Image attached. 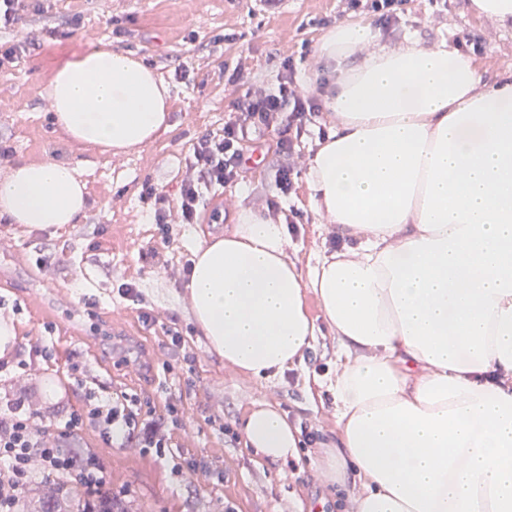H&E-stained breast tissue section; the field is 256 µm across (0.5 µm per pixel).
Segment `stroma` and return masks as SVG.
Masks as SVG:
<instances>
[{"instance_id": "35a3bbf8", "label": "stroma", "mask_w": 512, "mask_h": 512, "mask_svg": "<svg viewBox=\"0 0 512 512\" xmlns=\"http://www.w3.org/2000/svg\"><path fill=\"white\" fill-rule=\"evenodd\" d=\"M470 5L408 0L379 35L396 44L408 37L425 47L444 42L465 54L478 40L482 81L511 76L512 24L477 16ZM356 18L347 0H280L271 11L262 0H46L43 11H28L15 28L0 30L1 42H35L30 55L0 68V147L9 150L0 156V176L17 164L52 159L76 166L88 193V208L73 224L42 229L0 219V316L16 328L14 354L35 368L30 375L14 367L0 373V408L20 399L31 409L67 413L82 409L88 394L108 400L122 391L138 395L143 411L157 419L168 403L177 404L173 447L214 476L175 475L155 450L105 447L91 427L74 436L102 457L113 492L132 512H310L320 500L325 512H348L347 486L318 477L323 444L336 436L332 398L319 386L335 371V336L321 327L299 369L260 381L208 349L184 300L191 237L223 235L240 209L295 215L288 252L299 265L334 245L306 186L308 157L327 132L326 112L313 113L294 142L290 194L275 187L280 158L267 149L268 132L251 134L257 164L244 180L225 185L221 223L193 226L174 213L161 232L141 192L149 182L176 199L193 140L221 130L229 117L234 69L273 88L283 60L293 56L300 87L325 95L335 74L319 46L332 26ZM104 45L153 67L171 94L170 129L118 157L72 142L55 126L43 95L58 59ZM179 69L187 78L176 77ZM40 256L49 261L42 270L35 266ZM146 315L151 323H143ZM173 332L183 338L180 348L170 345ZM38 342L52 357L34 351ZM48 381L59 396L46 397ZM259 401L277 404L292 427L315 434L299 460L274 462L246 444L239 423Z\"/></svg>"}]
</instances>
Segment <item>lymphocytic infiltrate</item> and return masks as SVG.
Listing matches in <instances>:
<instances>
[{
  "mask_svg": "<svg viewBox=\"0 0 512 512\" xmlns=\"http://www.w3.org/2000/svg\"><path fill=\"white\" fill-rule=\"evenodd\" d=\"M283 67L272 92L257 87L244 72L234 71L229 79L234 88L230 117L221 131L203 133L192 143L191 174L182 180L176 201H169L154 184H144L142 196L153 201L156 224H167L174 210L182 223H196L207 193L241 177L246 127L261 125L277 131V153H290L289 131L302 127L321 105L316 96L299 91L292 60H284ZM87 425L98 430L108 447L119 435L124 442H137L139 447L156 449L162 455L172 449L167 432L144 418L140 401L125 393L108 401L89 397L85 407L63 419L31 413L22 403H14L0 414V512H17L36 464L46 472L68 473L81 485L79 512H100L109 485L105 467L98 455L78 452L66 444L68 437Z\"/></svg>",
  "mask_w": 512,
  "mask_h": 512,
  "instance_id": "obj_1",
  "label": "lymphocytic infiltrate"
}]
</instances>
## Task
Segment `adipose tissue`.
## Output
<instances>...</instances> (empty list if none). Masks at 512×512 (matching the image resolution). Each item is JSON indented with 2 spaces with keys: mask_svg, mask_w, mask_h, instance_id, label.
I'll return each mask as SVG.
<instances>
[{
  "mask_svg": "<svg viewBox=\"0 0 512 512\" xmlns=\"http://www.w3.org/2000/svg\"><path fill=\"white\" fill-rule=\"evenodd\" d=\"M319 53L336 69L333 121L308 187L348 245L302 269L286 224L240 210L192 246L193 321L225 366L272 380L315 339L314 294L338 343L320 479L353 476L350 512H512V79L483 83L472 56L389 46L363 22L338 24ZM44 93L74 140L117 155L169 128L168 89L123 51L60 61ZM85 188L71 166L18 165L0 217L76 223ZM242 430L263 457L298 454L268 404Z\"/></svg>",
  "mask_w": 512,
  "mask_h": 512,
  "instance_id": "adipose-tissue-1",
  "label": "adipose tissue"
}]
</instances>
